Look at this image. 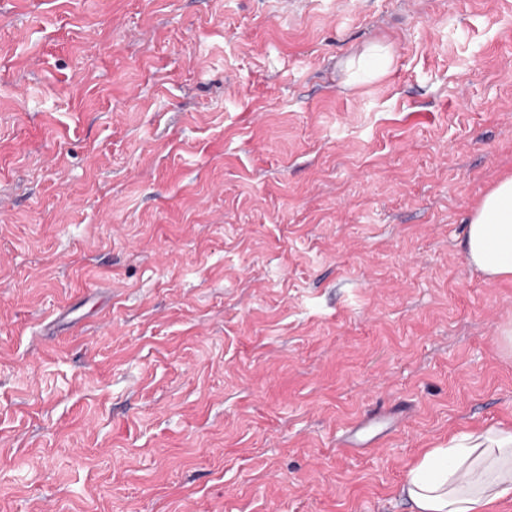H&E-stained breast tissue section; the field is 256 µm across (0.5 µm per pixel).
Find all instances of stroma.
Here are the masks:
<instances>
[{
    "mask_svg": "<svg viewBox=\"0 0 512 512\" xmlns=\"http://www.w3.org/2000/svg\"><path fill=\"white\" fill-rule=\"evenodd\" d=\"M509 174L512 0H0V512H413L512 430ZM469 262L491 279H512V176L497 181L469 218ZM376 421L367 420L360 421L350 426L342 439L343 448L348 449H358V448H367L369 445L375 443L382 436H379L381 433L376 434L371 438H366L368 429L373 426Z\"/></svg>",
    "mask_w": 512,
    "mask_h": 512,
    "instance_id": "1",
    "label": "stroma"
}]
</instances>
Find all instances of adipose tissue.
Segmentation results:
<instances>
[{
	"label": "adipose tissue",
	"instance_id": "adipose-tissue-1",
	"mask_svg": "<svg viewBox=\"0 0 512 512\" xmlns=\"http://www.w3.org/2000/svg\"><path fill=\"white\" fill-rule=\"evenodd\" d=\"M469 262L491 279H512V176L497 181L469 218ZM401 492L416 512H487L512 497V432L464 430L426 451L406 472Z\"/></svg>",
	"mask_w": 512,
	"mask_h": 512
}]
</instances>
